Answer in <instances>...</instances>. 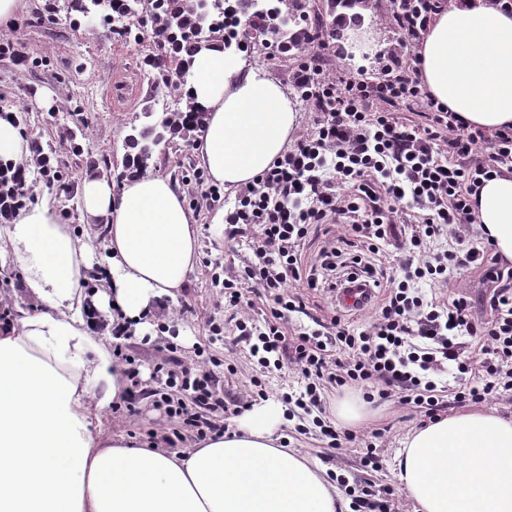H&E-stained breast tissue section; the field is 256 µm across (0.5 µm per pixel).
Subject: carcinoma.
I'll use <instances>...</instances> for the list:
<instances>
[{
    "instance_id": "cac0c4a2",
    "label": "carcinoma",
    "mask_w": 512,
    "mask_h": 512,
    "mask_svg": "<svg viewBox=\"0 0 512 512\" xmlns=\"http://www.w3.org/2000/svg\"><path fill=\"white\" fill-rule=\"evenodd\" d=\"M225 0H156L150 10L155 27L165 37V48L145 57L151 83L163 87L166 94L177 98V107L166 108L158 120L126 139L130 152L124 158L128 171L144 172L153 158L154 148L163 141L184 135L204 124L205 112L184 100L182 88L190 77V58L205 44L224 40V48H242L233 37L221 34L218 19L225 16ZM246 5V25L250 35L248 46L263 44L269 29L277 33L281 49L300 54L312 41L320 38L336 40L348 24L359 25L370 0H238L236 7ZM78 12H94L103 26L114 24L115 16L125 19L115 30L119 37L134 45L144 42L138 25V8L131 0H83ZM50 176L52 166L46 157L35 160L34 166L0 163V223L10 221L15 210L32 198L29 188L36 184L32 174Z\"/></svg>"
}]
</instances>
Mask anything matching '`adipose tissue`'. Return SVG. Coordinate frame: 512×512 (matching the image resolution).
I'll return each instance as SVG.
<instances>
[{"label": "adipose tissue", "mask_w": 512, "mask_h": 512, "mask_svg": "<svg viewBox=\"0 0 512 512\" xmlns=\"http://www.w3.org/2000/svg\"><path fill=\"white\" fill-rule=\"evenodd\" d=\"M427 92L469 125L512 126V11L459 0L430 21L417 49ZM188 94L206 113L199 154L235 189L262 175L298 126L287 89L217 41L192 59ZM80 199L93 238L75 235L49 200L0 226V261L23 272L38 311L0 320V512H348L326 471L280 446L285 412L252 405L235 428L179 452L135 447L106 418L128 391L93 328L98 317L144 331L183 288L197 236L170 179L133 173L121 192L86 175ZM512 262V172L486 180L476 210ZM97 281L95 290L83 283ZM415 512H512V415L464 410L414 429L397 455Z\"/></svg>", "instance_id": "ef3b65f1"}]
</instances>
